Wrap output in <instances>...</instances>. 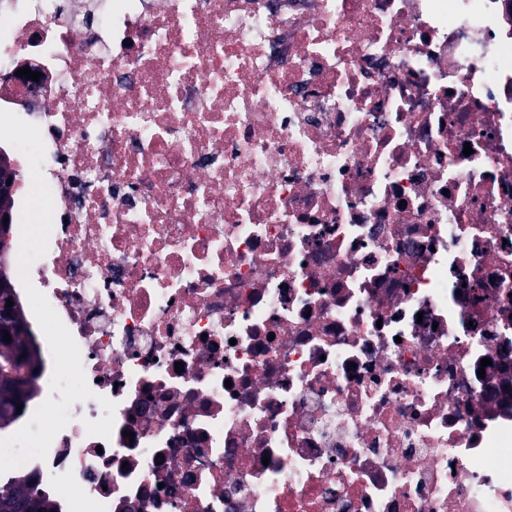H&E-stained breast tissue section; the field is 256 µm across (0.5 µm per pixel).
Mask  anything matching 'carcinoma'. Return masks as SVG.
<instances>
[{
    "label": "carcinoma",
    "instance_id": "1",
    "mask_svg": "<svg viewBox=\"0 0 512 512\" xmlns=\"http://www.w3.org/2000/svg\"><path fill=\"white\" fill-rule=\"evenodd\" d=\"M3 281L7 287L0 288V303L10 299L13 305L0 311V369H9L15 375L9 381H0V433L8 431L20 418L16 414L17 405H25L33 397L38 377L35 369L39 368L30 326L17 301L5 263L0 261V283ZM6 332L11 336L8 342L3 341ZM14 494L25 496L33 505L32 512H60L48 493L39 488V477L35 470L30 473L8 471L0 474V498Z\"/></svg>",
    "mask_w": 512,
    "mask_h": 512
}]
</instances>
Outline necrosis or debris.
Returning <instances> with one entry per match:
<instances>
[{"mask_svg":"<svg viewBox=\"0 0 512 512\" xmlns=\"http://www.w3.org/2000/svg\"><path fill=\"white\" fill-rule=\"evenodd\" d=\"M2 63L61 512H512V0H0Z\"/></svg>","mask_w":512,"mask_h":512,"instance_id":"obj_1","label":"necrosis or debris"}]
</instances>
